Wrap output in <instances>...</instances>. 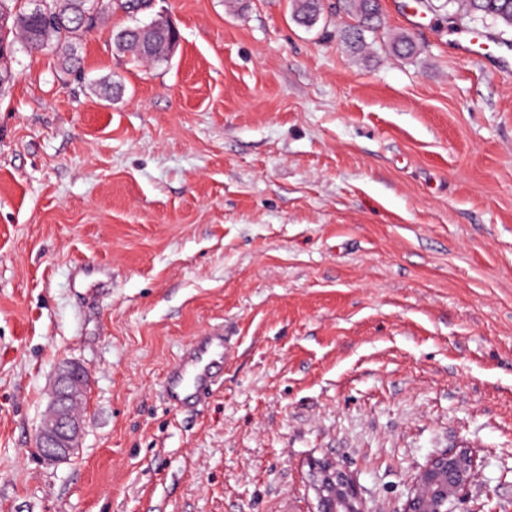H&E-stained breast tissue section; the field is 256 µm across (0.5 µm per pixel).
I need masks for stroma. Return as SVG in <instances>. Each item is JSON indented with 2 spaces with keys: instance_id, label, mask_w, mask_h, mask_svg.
Wrapping results in <instances>:
<instances>
[{
  "instance_id": "obj_1",
  "label": "stroma",
  "mask_w": 512,
  "mask_h": 512,
  "mask_svg": "<svg viewBox=\"0 0 512 512\" xmlns=\"http://www.w3.org/2000/svg\"><path fill=\"white\" fill-rule=\"evenodd\" d=\"M350 17L291 0H155L167 64L18 53L0 92V512H313L309 463L402 512L465 446L459 512H512V72L451 45L440 6ZM405 34L415 56L390 53ZM230 355L205 399L166 372ZM67 363L80 447L34 446ZM293 16L304 26H313L325 10L324 0H292ZM381 0H337L336 13L344 12L356 18V24L343 32V40L354 49L364 47L366 32H374L381 21ZM227 353L223 336H207L198 342L168 372L165 388L170 402L182 407L208 394L213 383V366L224 362Z\"/></svg>"
}]
</instances>
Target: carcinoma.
Here are the masks:
<instances>
[{
    "instance_id": "1",
    "label": "carcinoma",
    "mask_w": 512,
    "mask_h": 512,
    "mask_svg": "<svg viewBox=\"0 0 512 512\" xmlns=\"http://www.w3.org/2000/svg\"><path fill=\"white\" fill-rule=\"evenodd\" d=\"M144 0H0V90L12 80L11 59L17 51L28 55L51 54L63 71L81 69L76 44L90 32L81 27V12L98 6L108 15L120 10L133 14V7ZM449 8L448 23L466 18L491 21L512 30V0H443L440 8ZM293 16L304 25H314L325 10L324 0H292ZM336 12L356 18V24L343 32V40L354 49L364 47L365 33L375 31L381 21V0H336ZM173 36L162 28L150 33L138 32V26L112 33L117 54L133 61L161 64L171 57L169 43ZM389 49L403 57L417 54V45L407 36L398 35Z\"/></svg>"
}]
</instances>
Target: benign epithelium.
<instances>
[{
  "label": "benign epithelium",
  "mask_w": 512,
  "mask_h": 512,
  "mask_svg": "<svg viewBox=\"0 0 512 512\" xmlns=\"http://www.w3.org/2000/svg\"><path fill=\"white\" fill-rule=\"evenodd\" d=\"M88 374L71 365L57 377L49 409L34 435V445L49 462L69 459L77 450L83 423L70 403L85 393ZM477 475L473 451L460 446L432 456L413 480L404 512H457ZM316 495L314 512H366L359 490L348 471L329 459L310 466Z\"/></svg>",
  "instance_id": "benign-epithelium-1"
}]
</instances>
